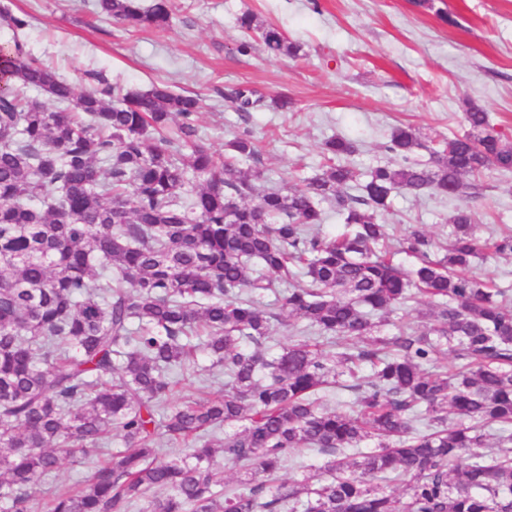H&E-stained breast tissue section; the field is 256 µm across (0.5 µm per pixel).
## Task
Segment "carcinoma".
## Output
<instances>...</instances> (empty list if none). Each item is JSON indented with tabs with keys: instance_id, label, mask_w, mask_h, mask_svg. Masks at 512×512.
<instances>
[{
	"instance_id": "carcinoma-1",
	"label": "carcinoma",
	"mask_w": 512,
	"mask_h": 512,
	"mask_svg": "<svg viewBox=\"0 0 512 512\" xmlns=\"http://www.w3.org/2000/svg\"><path fill=\"white\" fill-rule=\"evenodd\" d=\"M132 28H166L171 0H98ZM14 32L29 15L0 5ZM238 52L257 35L274 56L303 47L243 13ZM239 112L265 106L249 87ZM200 99L167 85L79 92L19 39L0 46V502L30 512L31 490L61 461L117 436L124 452L94 468L48 512H512V297L473 272L512 258V234L480 238L465 206L443 245L415 224L382 223L405 191L467 197L469 177L512 172V138L466 102L468 130L423 147L394 128L391 161L362 173L356 145L325 143L328 164L302 189L259 190L248 131L217 159L197 137ZM355 186L357 193L347 191ZM346 231L320 233L325 206ZM417 259L409 271L395 262ZM275 296L278 312L256 297ZM424 297L433 320L390 322ZM304 322L270 353L271 320ZM392 325L384 334L380 327ZM204 337L199 365L189 336ZM336 348L328 359L322 344ZM373 377L360 376L363 366ZM357 409L321 391L336 367ZM224 371V392L166 406L175 379ZM161 418H156V415ZM183 442L159 462L158 430ZM224 431L219 444L216 433ZM366 439L376 449L350 457ZM326 456L330 478L270 483L291 455ZM243 489L223 490V465ZM408 480L398 497L376 480Z\"/></svg>"
}]
</instances>
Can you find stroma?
Returning <instances> with one entry per match:
<instances>
[{"label": "stroma", "mask_w": 512, "mask_h": 512, "mask_svg": "<svg viewBox=\"0 0 512 512\" xmlns=\"http://www.w3.org/2000/svg\"><path fill=\"white\" fill-rule=\"evenodd\" d=\"M31 17L19 33L0 27V44L19 38L30 53L78 88L98 79L148 89L166 84L201 98L194 125L220 155L241 129L261 152L245 170L261 169L259 189L299 187L326 163L323 143L351 140L360 170L388 162L392 128L414 126L425 143L463 133L465 100L489 112L512 137V0H176L171 28L128 29L100 15L97 0H10ZM252 11L303 46L304 55L273 57L262 46L236 51L237 18ZM248 85L265 99L288 94L289 111H235L226 92ZM480 237L512 231V173H486L467 199ZM457 200L429 194L394 196L383 221L403 229L423 224L447 238ZM120 439L90 455L66 459L35 490L46 507L58 487H71L91 466L123 451Z\"/></svg>", "instance_id": "stroma-1"}]
</instances>
